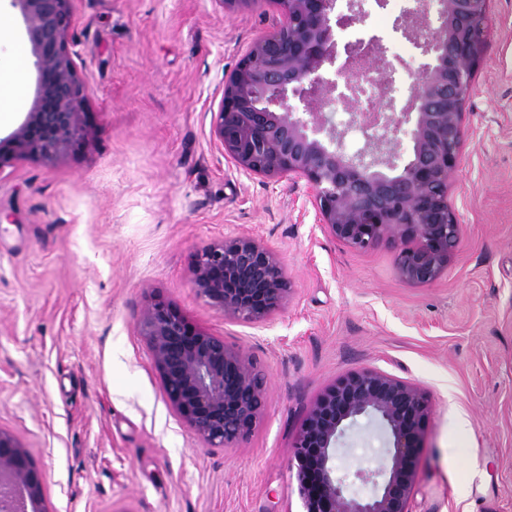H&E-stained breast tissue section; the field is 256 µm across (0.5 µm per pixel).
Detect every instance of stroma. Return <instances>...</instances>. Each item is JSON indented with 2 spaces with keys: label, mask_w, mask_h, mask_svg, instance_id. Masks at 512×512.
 <instances>
[{
  "label": "stroma",
  "mask_w": 512,
  "mask_h": 512,
  "mask_svg": "<svg viewBox=\"0 0 512 512\" xmlns=\"http://www.w3.org/2000/svg\"><path fill=\"white\" fill-rule=\"evenodd\" d=\"M0 35V136L28 112L10 84L20 19ZM278 17L217 0H75L83 131L58 159L0 166V428L45 473L48 512H304L296 433L337 378L373 369L432 403L413 512H512V0H491L448 204L459 250L432 284L395 273L398 247L333 239L304 180L241 171L211 133L225 79ZM277 252L287 303L229 318L192 288L209 243ZM157 298L244 348L267 403L243 442L208 446L169 405L140 320ZM367 422L336 455L378 466Z\"/></svg>",
  "instance_id": "35a3bbf8"
}]
</instances>
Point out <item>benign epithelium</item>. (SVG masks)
I'll return each mask as SVG.
<instances>
[{"mask_svg": "<svg viewBox=\"0 0 512 512\" xmlns=\"http://www.w3.org/2000/svg\"><path fill=\"white\" fill-rule=\"evenodd\" d=\"M8 2L34 58L35 90L0 163L10 156L53 160L81 133L84 86L72 49L73 0ZM267 2L278 7L281 20L252 43L224 84L213 113L215 139L247 174L305 179L320 222L335 240L358 250L397 242V277L412 285L433 283L462 241L448 207V181L459 164L472 74L483 59L489 0H419L418 15L402 21L428 56L409 106L371 119L347 104L339 121L312 111L335 90L323 75L337 57L333 0ZM351 129L366 142L354 154L344 141ZM400 135L412 144L402 163ZM190 282L209 306L246 322L266 319L291 293L278 254L245 236L204 247L191 265ZM140 330L164 393L187 428L212 447L247 439L266 400L264 375L247 352L162 300L148 306ZM430 412L428 395L406 380L372 369L336 380L311 406L294 443L306 512H412ZM362 418L385 435L386 457L374 470L340 476L338 445ZM352 479L370 487V495L351 494ZM0 512H47L42 469L2 429Z\"/></svg>", "mask_w": 512, "mask_h": 512, "instance_id": "obj_1", "label": "benign epithelium"}]
</instances>
